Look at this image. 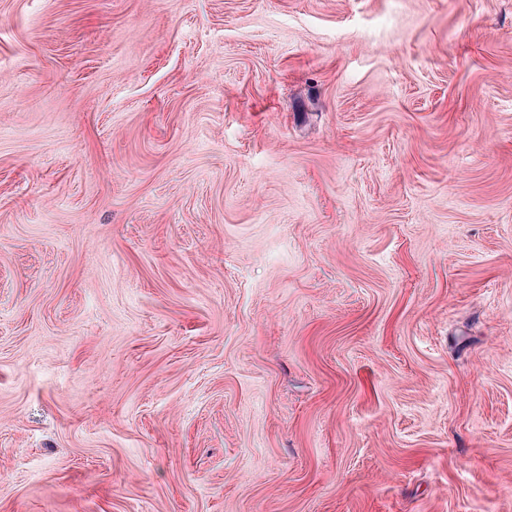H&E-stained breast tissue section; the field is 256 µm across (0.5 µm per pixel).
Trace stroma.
I'll list each match as a JSON object with an SVG mask.
<instances>
[{
  "label": "stroma",
  "instance_id": "stroma-1",
  "mask_svg": "<svg viewBox=\"0 0 512 512\" xmlns=\"http://www.w3.org/2000/svg\"><path fill=\"white\" fill-rule=\"evenodd\" d=\"M0 512H512V0H0Z\"/></svg>",
  "mask_w": 512,
  "mask_h": 512
}]
</instances>
